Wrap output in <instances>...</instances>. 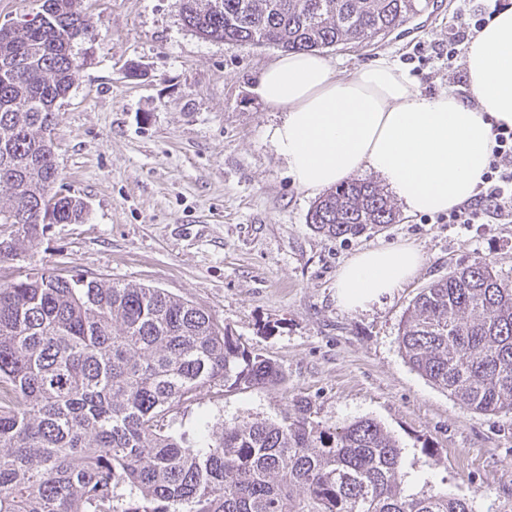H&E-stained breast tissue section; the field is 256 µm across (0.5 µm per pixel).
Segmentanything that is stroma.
I'll use <instances>...</instances> for the list:
<instances>
[{
    "instance_id": "stroma-1",
    "label": "stroma",
    "mask_w": 512,
    "mask_h": 512,
    "mask_svg": "<svg viewBox=\"0 0 512 512\" xmlns=\"http://www.w3.org/2000/svg\"><path fill=\"white\" fill-rule=\"evenodd\" d=\"M389 36L327 49L338 76L384 57L418 89L468 90L448 67V20L459 0H430ZM91 39L79 79L55 111L52 139L66 194L88 205L82 224H53L0 260V282L30 266L76 270L159 288L215 315L285 379L216 397L174 427L277 421L293 401L318 421L371 418L403 451L405 490L434 485L472 512H512V413L479 414L411 369L398 341L415 295L449 269L490 262L512 279V222L452 224L400 215L350 239L314 232L313 196L299 189L267 138L282 114L253 88L277 56L231 48L189 31L175 0H85ZM409 243L417 276L369 309L336 303V273L354 254ZM439 454L433 465L431 454Z\"/></svg>"
}]
</instances>
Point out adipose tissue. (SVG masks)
<instances>
[{"label":"adipose tissue","mask_w":512,"mask_h":512,"mask_svg":"<svg viewBox=\"0 0 512 512\" xmlns=\"http://www.w3.org/2000/svg\"><path fill=\"white\" fill-rule=\"evenodd\" d=\"M465 63L472 106L450 90L422 93L386 59L337 78L316 52L280 55L255 92L283 114L267 135L301 190L317 194L371 170L407 215L443 214L475 194L495 127H512V6L468 43ZM422 263L409 244L361 251L336 275V303L367 309L403 288Z\"/></svg>","instance_id":"ef3b65f1"}]
</instances>
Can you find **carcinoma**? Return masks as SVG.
Segmentation results:
<instances>
[{"instance_id": "carcinoma-1", "label": "carcinoma", "mask_w": 512, "mask_h": 512, "mask_svg": "<svg viewBox=\"0 0 512 512\" xmlns=\"http://www.w3.org/2000/svg\"><path fill=\"white\" fill-rule=\"evenodd\" d=\"M184 26L229 47L312 52L387 35L428 0H176ZM83 0H42L0 26V185L10 202L0 257L82 224L83 199L55 189L48 136L79 77ZM388 195L352 179L308 221L329 238L396 223ZM412 370L467 409L512 413V281L491 263L421 289L399 328ZM280 365L211 312L159 288L57 269L0 283V512H472L431 486L405 494L402 451L373 419L330 427L297 400L279 421L200 427L168 417L203 393L278 385Z\"/></svg>"}]
</instances>
